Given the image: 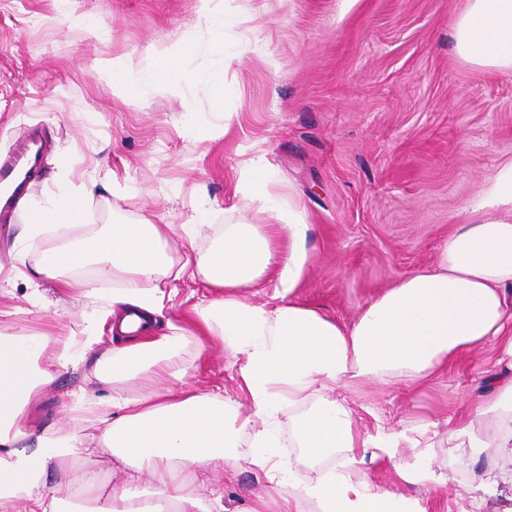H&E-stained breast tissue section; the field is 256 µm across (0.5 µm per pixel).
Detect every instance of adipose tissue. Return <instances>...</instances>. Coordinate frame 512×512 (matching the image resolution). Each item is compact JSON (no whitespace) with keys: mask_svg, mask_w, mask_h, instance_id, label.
I'll return each mask as SVG.
<instances>
[{"mask_svg":"<svg viewBox=\"0 0 512 512\" xmlns=\"http://www.w3.org/2000/svg\"><path fill=\"white\" fill-rule=\"evenodd\" d=\"M200 2L205 44L178 42L147 57L104 54L95 60L93 68L108 78L114 98L126 100L134 85L171 95L188 87L223 89V73L190 71L186 61L202 48L224 56L225 30L245 19L228 14L224 0ZM452 37L465 61L512 75V0H466ZM166 70L177 72V79L163 81ZM272 180L263 154L244 162L235 191L269 221L240 217L225 225L220 244L206 254L195 247L205 221L201 209L178 228L145 220L68 236L85 221L89 189L75 187L66 173L51 199L26 208L29 236L50 226L62 231L40 253L36 274L79 290L92 309L80 329L63 336L0 331V512H223L221 501L204 503L203 484L183 471L226 463L262 473L276 512H292L296 498L313 501L317 512H427L406 490L440 480L438 449L467 448L478 458L512 446V158L470 201L436 264L401 278L348 324L295 299L311 259L310 226L295 199L273 191ZM88 265L113 281L111 294L67 279V272ZM186 276L221 289V296L194 307L190 328L155 335L165 298L161 281ZM271 277L276 285L268 301L245 300V291L262 293ZM103 313L111 315L117 340L98 354ZM189 333L201 347L219 340L233 356L239 399L172 391L171 382L186 375L181 344ZM488 345L509 366L473 415L423 417L401 427L380 420L364 433L337 397L358 381L417 386ZM89 357L91 380L106 393L94 401L76 393L69 419L91 422L94 434L78 437L50 426L34 431L33 399ZM135 380L142 395H127L124 383ZM284 417L291 424L285 436L279 433ZM291 439L312 462L310 475L297 477L282 455ZM99 453L110 454L113 473L123 478L108 495L98 473L74 475L76 461ZM332 454L336 468L324 470L320 462ZM374 463L393 466L402 492L358 479L363 466ZM52 474L58 480L50 488ZM145 480L153 496L139 492Z\"/></svg>","mask_w":512,"mask_h":512,"instance_id":"adipose-tissue-1","label":"adipose tissue"}]
</instances>
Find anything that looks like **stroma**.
Instances as JSON below:
<instances>
[{
  "label": "stroma",
  "mask_w": 512,
  "mask_h": 512,
  "mask_svg": "<svg viewBox=\"0 0 512 512\" xmlns=\"http://www.w3.org/2000/svg\"><path fill=\"white\" fill-rule=\"evenodd\" d=\"M465 0H227L251 18L244 50L224 62L191 57L195 71H223L224 89L112 96L91 63L100 54L142 56L160 43L198 35L199 0H0V153L22 131L42 147L28 196L51 195L60 159L95 177L89 220L79 236L143 218L179 225L207 209L200 252L243 210L234 188L243 161L263 152L280 193H292L311 226V261L294 296L352 322L378 293L432 265L462 223L468 200L501 160L512 157V75L458 57L453 23ZM226 113L224 138L202 140L214 113ZM23 216L0 227V322L67 334L81 326L87 301L10 270L18 248L28 265L55 240L29 238ZM212 289L183 278L165 297L161 325H186ZM182 354L189 386L236 397L234 359L219 341L197 357ZM496 350L466 355L432 383L405 388L364 382L341 390L361 430L398 427L418 417L445 419L478 401L501 372ZM87 366L62 372L31 404L33 424L66 425L72 394H96ZM443 479L413 493L429 512H512V447L481 458L468 449L440 453ZM187 478L221 494L225 512H249L266 482L231 465L188 469Z\"/></svg>",
  "instance_id": "35a3bbf8"
}]
</instances>
